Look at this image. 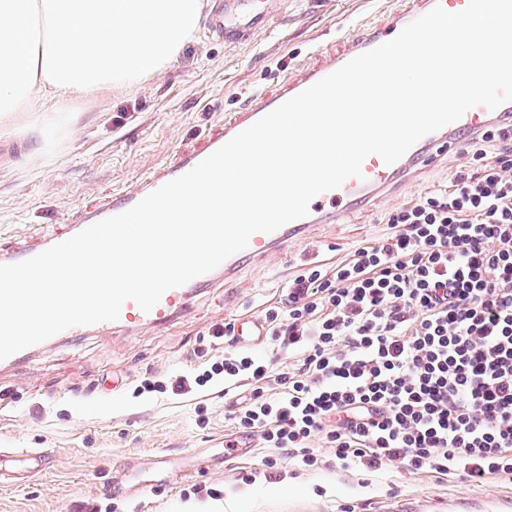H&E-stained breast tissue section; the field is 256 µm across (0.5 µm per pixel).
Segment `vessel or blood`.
<instances>
[{"mask_svg": "<svg viewBox=\"0 0 512 512\" xmlns=\"http://www.w3.org/2000/svg\"><path fill=\"white\" fill-rule=\"evenodd\" d=\"M280 2L281 0H218L210 12L204 33L208 38L227 42L250 40L268 26L271 15ZM467 3L468 0H408L406 6L394 12L385 24L363 30L350 39L343 51L324 54L316 65L302 68L298 74L285 76L273 94H253L245 106L225 118L220 129L208 132L200 149L179 155L172 164L113 197L111 203L98 211L73 214L67 222L66 231L30 238L23 245L7 251L0 249V264H13L31 258L92 224L128 210L152 191L190 171L233 136L286 100L335 72L356 56L392 40L408 24L435 6H442L449 12H458ZM507 128L512 129V102L504 103L494 110L482 106L471 108L458 121L424 136L393 164H386L376 155L367 157L362 166V177L348 178L340 187L316 195L311 199L305 217L289 222L271 233H254L245 249L185 285L166 291L151 311H143L135 302L128 301L123 304L117 320L90 326H73L68 328L67 333L77 336L87 332L98 333L105 329L117 332L142 325L163 326L184 310L192 290L210 285L218 277L233 279L243 265L265 259L274 253L286 252L291 243L309 238L314 228L346 221L355 210L380 205L410 176L426 171L449 152L464 150L473 139ZM236 335L239 345L249 349L260 348L265 339L263 325L256 319L239 321ZM448 512H512V495L453 497L448 501Z\"/></svg>", "mask_w": 512, "mask_h": 512, "instance_id": "vessel-or-blood-1", "label": "vessel or blood"}]
</instances>
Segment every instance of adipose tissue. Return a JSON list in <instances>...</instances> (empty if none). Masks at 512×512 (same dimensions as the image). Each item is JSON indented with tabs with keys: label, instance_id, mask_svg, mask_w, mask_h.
Instances as JSON below:
<instances>
[{
	"label": "adipose tissue",
	"instance_id": "1",
	"mask_svg": "<svg viewBox=\"0 0 512 512\" xmlns=\"http://www.w3.org/2000/svg\"><path fill=\"white\" fill-rule=\"evenodd\" d=\"M203 0H0V113L125 88L193 35Z\"/></svg>",
	"mask_w": 512,
	"mask_h": 512
}]
</instances>
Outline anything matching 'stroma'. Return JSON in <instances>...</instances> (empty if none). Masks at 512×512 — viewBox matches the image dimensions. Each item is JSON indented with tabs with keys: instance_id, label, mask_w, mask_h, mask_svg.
<instances>
[{
	"instance_id": "obj_1",
	"label": "stroma",
	"mask_w": 512,
	"mask_h": 512,
	"mask_svg": "<svg viewBox=\"0 0 512 512\" xmlns=\"http://www.w3.org/2000/svg\"><path fill=\"white\" fill-rule=\"evenodd\" d=\"M405 0H288L270 27L248 43H221L193 34L159 72L135 86L75 100L63 94L42 112L0 120V140L25 138L28 151L0 165V247L63 227L68 215L111 200L141 175L197 150L225 113L255 92H274L284 72L317 63L341 49L356 26H378ZM467 152L449 154L399 196L344 224L317 231L319 263L332 267L359 245L386 235L387 212L447 189L450 171ZM292 245L261 265L244 266L231 284L201 289L188 310L163 328L134 334L76 336L51 342L29 361L0 366V512H189L218 502L219 512H446L452 495L512 491V479L475 485L402 468L377 473L321 465L303 469L281 459L280 478H261L273 451L254 440L251 451L223 459L236 434L222 384L188 395L137 394L150 375L198 369L200 337L217 323L261 315L280 303L306 260ZM120 389H113V382ZM14 448L53 451V468L34 472ZM158 453L181 463L174 483L150 460ZM219 490L218 499L192 486Z\"/></svg>"
}]
</instances>
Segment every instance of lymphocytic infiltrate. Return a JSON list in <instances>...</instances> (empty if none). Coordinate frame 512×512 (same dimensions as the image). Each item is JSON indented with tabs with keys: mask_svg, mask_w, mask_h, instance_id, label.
<instances>
[{
	"mask_svg": "<svg viewBox=\"0 0 512 512\" xmlns=\"http://www.w3.org/2000/svg\"><path fill=\"white\" fill-rule=\"evenodd\" d=\"M500 140L492 157L470 145L447 190L389 212L385 237L330 269L303 264L263 315L273 346L300 356L289 375L238 348L228 320L205 368L142 391L248 384L234 424L302 468L319 436L343 468L511 478L512 137Z\"/></svg>",
	"mask_w": 512,
	"mask_h": 512,
	"instance_id": "lymphocytic-infiltrate-1",
	"label": "lymphocytic infiltrate"
}]
</instances>
